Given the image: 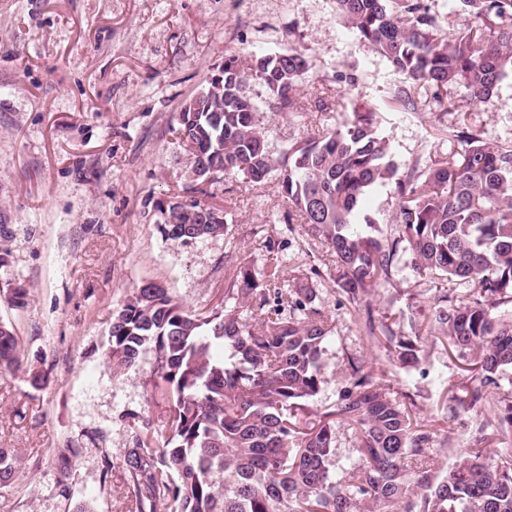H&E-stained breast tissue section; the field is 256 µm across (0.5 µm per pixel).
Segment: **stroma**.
<instances>
[{
  "label": "stroma",
  "mask_w": 512,
  "mask_h": 512,
  "mask_svg": "<svg viewBox=\"0 0 512 512\" xmlns=\"http://www.w3.org/2000/svg\"><path fill=\"white\" fill-rule=\"evenodd\" d=\"M303 50L305 85L347 107L380 114L401 174L444 154L453 127L466 124L512 141V81L496 106L468 103L464 89L449 111L423 98L415 112L385 102L398 76L385 58L337 21L334 0H0V238L8 268L0 270V321L20 338L22 370L0 371V448L18 460L11 486L0 488V512H127V475L101 476L92 434L113 450L128 447L135 418L160 421L162 400L149 362L118 372L105 365L112 315L133 286L156 280L186 308L221 304L240 261L264 271L280 260L308 279L332 319L322 356L323 384L313 402L334 410L350 383L351 364L413 410L433 432L431 472L449 467L462 449L497 447L492 408L446 416L447 392L476 383L470 357L446 336L417 332L423 318L467 297L454 282L405 271L392 282L342 303L336 276L302 228L281 223L289 203L273 185L255 189L239 178L196 180L192 155L170 128L184 104L230 52ZM357 74L355 87L337 72ZM260 125L273 154L344 113L273 112ZM205 191L224 207L226 235L174 244L158 230L160 203ZM24 286L28 306L13 309L12 288ZM385 320L398 335H418L419 368H401L367 335L366 318ZM45 374L32 387L27 373ZM72 446L73 494L56 487L57 453Z\"/></svg>",
  "instance_id": "stroma-1"
}]
</instances>
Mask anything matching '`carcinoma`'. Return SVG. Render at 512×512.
<instances>
[{"instance_id":"carcinoma-1","label":"carcinoma","mask_w":512,"mask_h":512,"mask_svg":"<svg viewBox=\"0 0 512 512\" xmlns=\"http://www.w3.org/2000/svg\"><path fill=\"white\" fill-rule=\"evenodd\" d=\"M336 13L359 41L383 56L399 80L389 103L419 108V90L450 103L462 87L476 105L498 100L512 79V0H448L446 26L428 0H335ZM309 70L305 53L288 46L274 53L224 57V87L206 84L177 114L178 142H192L195 171L243 178L263 187L275 179L291 201L305 235L332 257L346 299L392 280L404 268L431 279L473 288L465 301L440 308L437 329L461 353L474 356L480 383L455 398L450 412L469 411L500 388L512 370V323L494 309L512 303V144L468 127L452 131L460 149L399 174L377 113L358 106L340 128L323 127L269 150L259 128L260 102L246 87L257 79L276 112L329 109L324 98L298 91ZM394 186L398 236L378 235V221L362 208L364 196ZM216 205L192 199L159 209L162 237L187 244L223 236ZM293 285H288V282ZM229 300H247L195 312L164 285H137L112 317L106 359L113 370L134 368L152 356L151 376L165 410L162 424L134 423L132 446L114 456L94 436L102 478L115 465L130 477L129 512H512V453L467 448L440 473L423 464L433 433L390 396L361 366L337 408L318 413L310 403L322 389V355L333 334L331 317L316 304L311 284L274 262L256 276L248 263L236 274ZM369 336L404 368L419 365L415 340L367 316ZM14 328L0 322V369H21ZM500 443L512 445V398L495 404ZM358 429L361 462L336 478L331 457L336 421ZM61 450L57 487H73L72 458ZM15 458L0 448V487L15 481Z\"/></svg>"}]
</instances>
